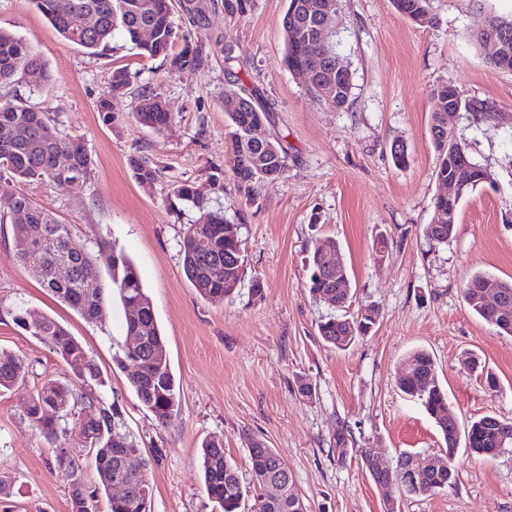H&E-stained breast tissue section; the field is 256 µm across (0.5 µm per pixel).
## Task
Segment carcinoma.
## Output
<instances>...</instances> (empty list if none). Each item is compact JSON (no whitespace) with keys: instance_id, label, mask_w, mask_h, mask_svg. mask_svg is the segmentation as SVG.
<instances>
[{"instance_id":"carcinoma-1","label":"carcinoma","mask_w":512,"mask_h":512,"mask_svg":"<svg viewBox=\"0 0 512 512\" xmlns=\"http://www.w3.org/2000/svg\"><path fill=\"white\" fill-rule=\"evenodd\" d=\"M42 13L63 39L78 45L95 55L106 47L115 32H121L139 55L153 59L163 57L170 60V67L181 70L202 65V52L198 48L184 46L174 51L176 31L172 12L163 7L160 0H29ZM316 0H287V8L297 5V19L288 39L284 40L283 63L288 69L295 65L293 38L305 36L313 31L315 15L310 5ZM87 15L96 17V26L90 31L82 29ZM150 28L155 38L142 42L140 31ZM321 56V65H333L339 71L336 88L324 92L316 87L307 89L314 99L331 108H342L346 104L352 86V74L348 62L338 52L336 42L316 50ZM22 78L34 88L46 86L51 81L47 62L22 38L12 32L0 30V84L9 83L15 77ZM132 88L129 71L115 68L110 76L111 96L96 103V110L106 124L112 123V97L125 94ZM158 95L145 88L136 94L134 117L143 126L162 132L170 122V113L156 103ZM431 135L438 156L435 178L448 179L451 166L448 164V131L438 130L447 124L448 85L442 84L432 92ZM255 112H228L230 132L225 146V162L234 174L238 188L251 196L254 185L263 180H274L286 169V152L276 155L252 143L247 130V120ZM70 158L67 174L57 168V159L62 154ZM135 179L152 183L157 180L159 170L143 157L129 161ZM92 158L82 139L63 133L46 113L23 101L0 100V202L10 211H22L26 222L13 227L14 235L23 241L17 253V261L29 268L40 285L53 297L75 310L88 322L96 321L104 311L107 297L121 303L125 314V345L123 360L142 361L146 374L135 375L130 386L140 404L164 423L178 410L180 403L173 376L169 368L166 341L157 324L153 303L143 287L138 270L132 259L116 245L104 239L95 241V248L88 242L76 238L72 226L63 224L48 210L29 196L18 192L16 184L36 181L62 192L76 193L83 190L92 176ZM173 208L182 205L196 211L195 223L189 225L183 237L181 255L183 271L197 293L204 299L221 302L228 289L224 285L238 278L237 270L227 263L230 256L243 251L240 236H228L224 231V210L216 207L195 183L183 180L173 183L167 194ZM423 236L432 244L448 243L453 237L454 225L426 224ZM336 245V239L324 236L315 239L308 256V293L315 299L323 294H333L338 309L344 311L340 317L331 316L318 325L322 340L338 349H345L360 338L367 336L376 320L364 314L368 306H361L356 313H345L352 302L349 288H338L316 276L322 262L321 247ZM65 259L68 270L65 276L56 273L60 259ZM105 261L111 286L109 291L96 288L86 291L82 285L85 268L95 261ZM468 307L500 334L512 335V308L504 322L493 321L485 307L469 296L463 289ZM28 311L18 308L13 312L14 323L29 330L30 335L46 343L70 368L73 375L86 385L103 384L100 371L82 343L55 318L45 315L37 328H27ZM401 365L409 366L405 377L396 381L397 388L406 396L421 402L434 420L443 438H448L447 393L432 375L436 362L424 349L408 353ZM28 365L22 356L0 350V391L9 390L24 381ZM73 393L68 385L56 380L46 381L32 396L28 407L29 421L48 440L67 435L64 424L80 429L79 438L92 451L97 489L89 492L84 484L74 480L70 486V512H100L98 492L108 498L107 512H149L150 483L146 472L127 473L121 469L122 455L136 449L130 435L123 432L116 421L117 413L112 407L101 405L93 414L76 416L70 400ZM477 434L484 440L471 448L477 456L493 446L495 438L506 439L507 449L512 450V422H505L493 415H485L458 429L457 438ZM202 478L205 492L216 503L220 512H242L244 500L243 484L237 468L224 457V443L218 438L202 442L200 447ZM55 461L66 476L71 477L78 469V460L64 449H56ZM249 461L253 484L261 487L265 482L280 481L294 488L293 478L288 474L276 451L260 441H253L249 448ZM122 479L129 485L125 498L112 497V481ZM432 482H441L451 488L457 482L454 466L433 472ZM254 512H302L297 493H291L281 501L255 502Z\"/></svg>"}]
</instances>
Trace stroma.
Masks as SVG:
<instances>
[{
  "label": "stroma",
  "instance_id": "obj_1",
  "mask_svg": "<svg viewBox=\"0 0 512 512\" xmlns=\"http://www.w3.org/2000/svg\"><path fill=\"white\" fill-rule=\"evenodd\" d=\"M227 12L224 0H172L180 38L201 46L204 63L170 69L139 57L122 37L91 55L62 39L29 0H0V28L11 31L48 63L51 82L35 89L0 85V99L21 98L48 113L66 134L82 137L94 164L84 191L66 194L35 182L19 184L77 237L117 243L134 260L166 337L180 407L165 423L138 401L132 365H119L124 313L107 301L97 323L47 293L15 258L11 224H0V348L24 357L26 382L0 394V477L10 492L0 512H69L70 480L54 461L55 445L32 427L27 408L45 380L70 383L118 410L140 452L151 489L150 512H219L200 473L201 442L217 437L224 455L250 480L248 443L275 448L293 476L306 512H512V452L484 459L454 452L455 486L426 497L378 486L360 466L364 454L424 459L449 452L420 403L396 386L401 359L427 350L459 423L483 415L512 421V336L475 316L463 296L475 273L512 281V73L490 65L472 37L489 14H512V0H429L430 24L400 14L391 0H336L340 53L352 72L347 104L332 109L310 97L282 63L286 0H244ZM126 67L134 88L147 87L168 104L160 133L133 116V96L112 100L113 124L95 105L108 96L113 68ZM456 86L464 102L454 133L493 183L478 185L459 207L445 245L421 233L441 188L430 135L433 88ZM257 89L270 109L266 123L287 152L284 175L240 192L224 164L228 133L224 96ZM488 106L476 117L470 102ZM403 145L397 164L392 149ZM160 170L151 187L138 183L130 158ZM195 182L226 223L239 227L248 282L223 302L203 299L184 275L181 241L195 211L175 212L170 183ZM332 236L354 291L353 307L374 305L371 333L345 350L324 344L317 326L333 312L306 287V246ZM386 248H379V239ZM65 324L97 364L103 386L74 379L50 348L19 328L15 308ZM479 354L497 379L488 387L463 361ZM310 383L312 398L299 392ZM349 443L335 450L337 427Z\"/></svg>",
  "mask_w": 512,
  "mask_h": 512
}]
</instances>
